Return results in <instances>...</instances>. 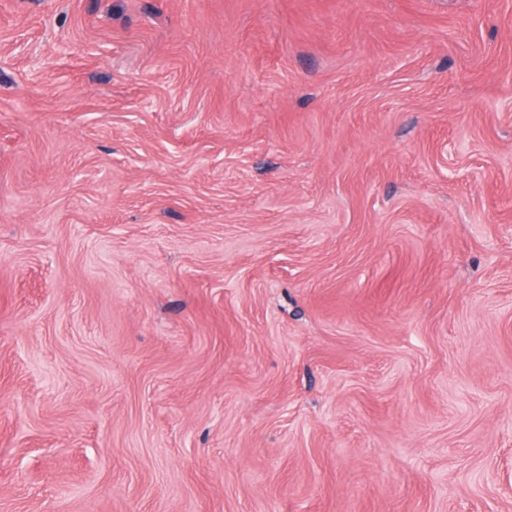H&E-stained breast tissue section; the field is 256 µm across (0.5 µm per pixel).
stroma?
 Instances as JSON below:
<instances>
[{
  "label": "stroma",
  "mask_w": 512,
  "mask_h": 512,
  "mask_svg": "<svg viewBox=\"0 0 512 512\" xmlns=\"http://www.w3.org/2000/svg\"><path fill=\"white\" fill-rule=\"evenodd\" d=\"M0 512H512V0H0Z\"/></svg>",
  "instance_id": "35a3bbf8"
}]
</instances>
